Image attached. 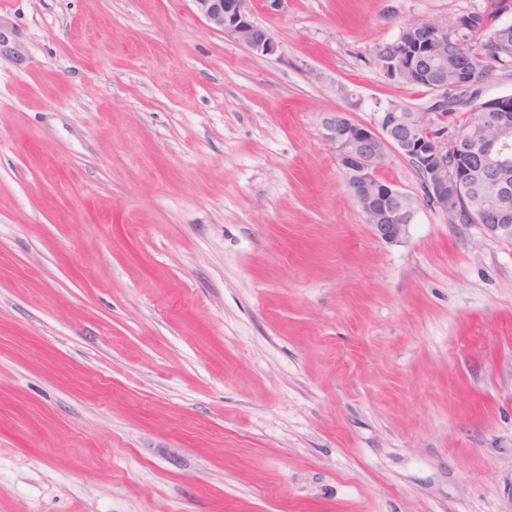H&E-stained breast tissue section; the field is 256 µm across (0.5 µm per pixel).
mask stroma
Returning a JSON list of instances; mask_svg holds the SVG:
<instances>
[{"label": "stroma", "mask_w": 512, "mask_h": 512, "mask_svg": "<svg viewBox=\"0 0 512 512\" xmlns=\"http://www.w3.org/2000/svg\"><path fill=\"white\" fill-rule=\"evenodd\" d=\"M484 5L0 0V512H512V241L393 152L383 241L321 127ZM196 11L215 30L260 55H273L278 44L252 19L251 0H192Z\"/></svg>", "instance_id": "stroma-1"}]
</instances>
